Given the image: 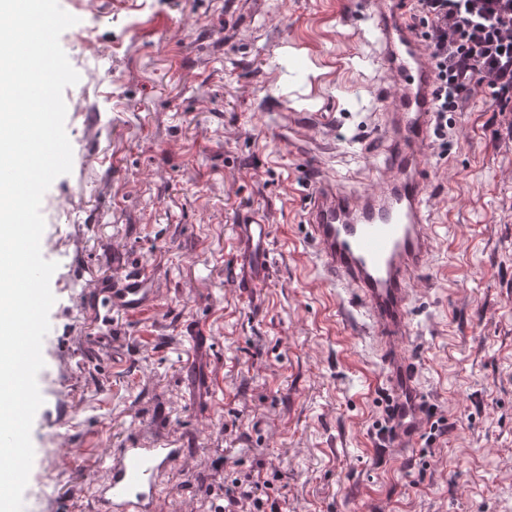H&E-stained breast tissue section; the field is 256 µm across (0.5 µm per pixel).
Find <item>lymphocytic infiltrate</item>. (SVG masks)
<instances>
[{
	"label": "lymphocytic infiltrate",
	"mask_w": 512,
	"mask_h": 512,
	"mask_svg": "<svg viewBox=\"0 0 512 512\" xmlns=\"http://www.w3.org/2000/svg\"><path fill=\"white\" fill-rule=\"evenodd\" d=\"M435 74L434 127L448 139V115L469 93H488L500 110L512 106V0H415L410 24ZM214 512H279L254 474L224 489Z\"/></svg>",
	"instance_id": "f902f5d3"
}]
</instances>
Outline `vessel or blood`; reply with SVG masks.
<instances>
[{
    "label": "vessel or blood",
    "instance_id": "1",
    "mask_svg": "<svg viewBox=\"0 0 512 512\" xmlns=\"http://www.w3.org/2000/svg\"><path fill=\"white\" fill-rule=\"evenodd\" d=\"M411 0H358V11L380 46L382 69L398 83L390 112L395 136L389 173L377 189L361 194L315 182L306 223L327 281L350 289L366 319L383 364L385 394L397 407L396 440L413 437L421 425L425 395L416 372L398 350L407 340L411 283L436 240L425 202L427 171L417 147L432 121L434 76L420 38L409 30ZM247 249V283L266 278L268 224L254 214L234 226ZM149 267L128 271L110 290L111 306L140 310L150 298ZM187 448H107L109 477L96 490L102 512H155L161 475L177 466Z\"/></svg>",
    "mask_w": 512,
    "mask_h": 512
}]
</instances>
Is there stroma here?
Returning a JSON list of instances; mask_svg holds the SVG:
<instances>
[{
    "mask_svg": "<svg viewBox=\"0 0 512 512\" xmlns=\"http://www.w3.org/2000/svg\"><path fill=\"white\" fill-rule=\"evenodd\" d=\"M80 80L63 93L71 173L45 193L57 262L30 473L37 512H97L101 449L192 439L156 512H210L264 461L281 512H512V112L484 95L428 139L439 237L413 283L409 339L433 455L396 451L379 357L349 292L323 280L304 222L317 169L376 189L391 153L377 63L352 0H59ZM294 65L280 70L282 61ZM270 226L269 278L239 283L233 226ZM152 267L143 310L93 323L92 301ZM81 454L50 464L59 437Z\"/></svg>",
    "mask_w": 512,
    "mask_h": 512,
    "instance_id": "1",
    "label": "stroma"
}]
</instances>
